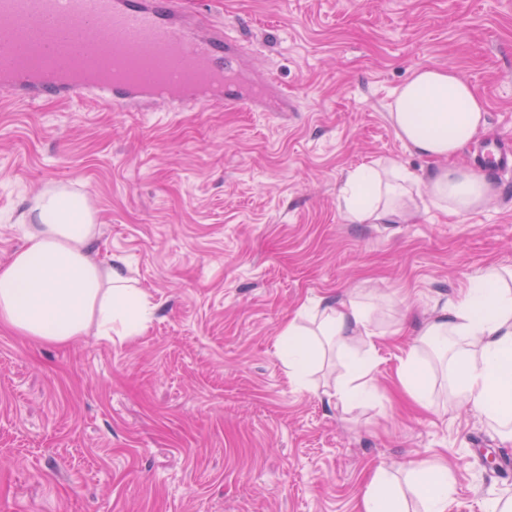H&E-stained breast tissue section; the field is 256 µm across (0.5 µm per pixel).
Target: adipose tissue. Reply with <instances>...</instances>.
<instances>
[{
  "mask_svg": "<svg viewBox=\"0 0 512 512\" xmlns=\"http://www.w3.org/2000/svg\"><path fill=\"white\" fill-rule=\"evenodd\" d=\"M389 120L397 137L416 154L441 160V167L417 173L401 165H364L351 172L342 189L349 218L357 224H399L408 207H434L455 215L482 208L493 194L481 173L451 160L481 132L485 102L455 70L424 66L393 94ZM36 219L28 246L0 264V324L18 335L68 344L88 331L96 335L138 336L153 307L147 293L129 285L121 259L96 261L95 214L84 197L63 187L37 195ZM319 338L289 322L276 348L291 383L302 384L314 366L322 339L335 341L345 369L336 393L345 403L371 393L373 364L348 340L371 337L366 308L348 301L327 304L318 316ZM424 337L456 336L466 350L450 359L454 389L461 398L512 424V288L503 272L490 268L472 277L462 296L428 323ZM412 490L425 512H448L453 478L447 466L430 459L412 461ZM362 512H404L401 497L384 469H376L362 497Z\"/></svg>",
  "mask_w": 512,
  "mask_h": 512,
  "instance_id": "adipose-tissue-1",
  "label": "adipose tissue"
}]
</instances>
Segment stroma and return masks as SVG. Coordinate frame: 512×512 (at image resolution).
<instances>
[{"label":"stroma","instance_id":"1","mask_svg":"<svg viewBox=\"0 0 512 512\" xmlns=\"http://www.w3.org/2000/svg\"><path fill=\"white\" fill-rule=\"evenodd\" d=\"M237 43L284 112H109L93 100L0 101V263L19 218L64 186L93 209L101 261L154 305L139 336L60 346L0 326V512H361L385 467L408 512L418 458L446 463L448 512L512 497V443L458 400L428 321L488 266L512 268V171L464 216L420 209L354 224L340 189L373 162L431 168L389 121L419 66L454 68L486 103L483 141L512 139V0H182ZM369 312L374 390L336 396L333 348L290 384L275 342L300 309ZM434 383L398 382L410 348Z\"/></svg>","mask_w":512,"mask_h":512}]
</instances>
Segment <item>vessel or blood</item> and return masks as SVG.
<instances>
[{
    "label": "vessel or blood",
    "mask_w": 512,
    "mask_h": 512,
    "mask_svg": "<svg viewBox=\"0 0 512 512\" xmlns=\"http://www.w3.org/2000/svg\"><path fill=\"white\" fill-rule=\"evenodd\" d=\"M218 28L190 21L178 0H0V98L70 100L88 93L113 112H174L268 102L244 83ZM479 168L512 170V145L483 147Z\"/></svg>",
    "instance_id": "vessel-or-blood-1"
}]
</instances>
